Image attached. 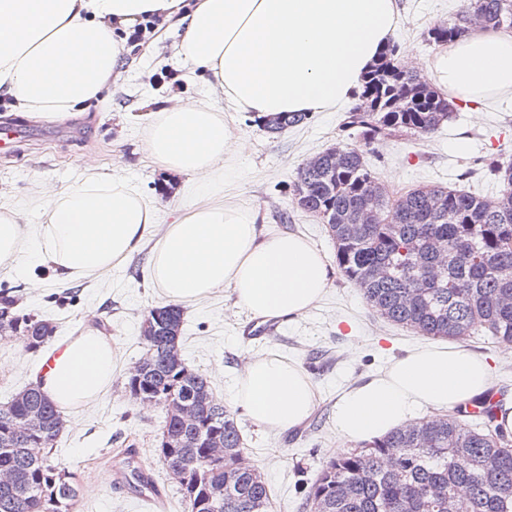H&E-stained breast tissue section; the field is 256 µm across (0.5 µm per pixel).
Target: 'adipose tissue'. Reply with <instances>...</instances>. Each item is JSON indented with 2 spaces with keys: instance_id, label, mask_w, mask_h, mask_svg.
Listing matches in <instances>:
<instances>
[{
  "instance_id": "ef3b65f1",
  "label": "adipose tissue",
  "mask_w": 512,
  "mask_h": 512,
  "mask_svg": "<svg viewBox=\"0 0 512 512\" xmlns=\"http://www.w3.org/2000/svg\"><path fill=\"white\" fill-rule=\"evenodd\" d=\"M398 16L396 0H0V93L14 99V116L63 120L104 96L126 42L146 20L155 21L159 42L180 31L179 65L206 75L224 101L176 99L150 128L152 165L197 185L173 221L162 223L152 201L81 157L82 184H42L39 233L21 211H0V267L33 250L56 274L76 280L121 266L153 237L148 276L164 304L191 305L227 287L252 316L305 318L330 284L326 259L301 236L259 233L253 215L217 200L211 175L247 146L223 114L267 119L353 103L360 75L389 42ZM403 62L423 68L450 103L478 112L512 102V29L474 25L432 57ZM112 359L107 338L85 320L35 382L63 409L87 405L110 388ZM493 385L491 365L464 347L412 348L341 390L332 412L336 444L382 437L421 412L441 417ZM315 397L297 363L269 353L248 360L234 400L254 425L284 433L310 418Z\"/></svg>"
}]
</instances>
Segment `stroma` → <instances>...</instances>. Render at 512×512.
Returning <instances> with one entry per match:
<instances>
[{
	"label": "stroma",
	"instance_id": "obj_1",
	"mask_svg": "<svg viewBox=\"0 0 512 512\" xmlns=\"http://www.w3.org/2000/svg\"><path fill=\"white\" fill-rule=\"evenodd\" d=\"M467 7L466 0H399L400 18L391 40L398 51L414 49L431 57L438 49L428 31ZM152 29L127 44L124 72L109 94L85 103L81 117L59 121L21 119L27 130L11 153H0V210L21 207L31 226L44 221V202L36 181L63 187L84 182L74 158L93 155L104 175H117L154 202L165 220L187 206L194 184L158 171L146 157L147 113L167 107L176 95L204 97L212 90L200 76L186 75L173 57L178 34L154 44ZM238 131L247 135L249 151L228 155L215 180L225 202L256 215L259 229L305 236L326 258L334 246L325 224L293 202L292 186L300 167L326 148L359 144L361 153L390 197L431 185L460 186L495 201L500 184L483 166L489 155L512 160V104L497 103L480 112L456 107L451 118L428 135L390 137L365 142L345 129L344 109L318 112L304 124L279 134L268 133L257 119L229 112ZM149 250L135 254L111 272L79 281L59 279L53 269L29 253L11 271L0 270V290L20 296L21 308L56 326L46 351H54L76 335L81 319L94 315L95 326L112 344V386L97 402L66 412V426L52 456L74 472L81 484L76 512H147L129 495L112 491L107 475L117 455L138 449L144 467L165 484L167 512H184L178 484L158 455L164 412L132 401L125 383L144 352L141 324L145 312L159 306L156 289L144 279ZM32 280L40 289L29 288ZM179 341L186 364L204 373L214 395L230 409L244 438L246 458L262 471L272 491L273 512H313L308 491L332 458L336 444L331 416L345 386L382 369L406 349L429 344V337L392 325L367 305L359 289L340 271H333L328 292L308 316L281 322L275 337L244 344L240 332L251 315L238 308L229 289L184 311ZM463 344L486 358L495 370L494 391L512 394V347L478 331ZM274 351L296 361L317 387L311 417L298 429L279 434L252 424L235 405L244 358ZM40 353L25 350L17 339H0V403L28 386L39 369Z\"/></svg>",
	"mask_w": 512,
	"mask_h": 512
}]
</instances>
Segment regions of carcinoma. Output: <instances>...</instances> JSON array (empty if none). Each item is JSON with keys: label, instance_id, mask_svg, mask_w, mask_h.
<instances>
[{"label": "carcinoma", "instance_id": "cac0c4a2", "mask_svg": "<svg viewBox=\"0 0 512 512\" xmlns=\"http://www.w3.org/2000/svg\"><path fill=\"white\" fill-rule=\"evenodd\" d=\"M472 11L489 26L512 29V0H472L428 40L459 36ZM394 53L384 50L361 76L358 103L346 115V126L370 143L427 135L450 114L447 97L399 67ZM306 119L285 112L263 126L282 131ZM488 166L501 183L494 202L442 186L391 199L364 157L338 145L299 169L293 199L326 224L338 269L388 321L440 339L484 328L512 345V163ZM16 306L0 293V339H19L36 352L52 326ZM145 320L154 326L142 335L151 364L127 379L126 390L164 410L158 452L180 473L187 512H272L268 485L246 459L233 415L181 356L183 310L151 308ZM185 406L194 419L184 418ZM480 416L479 427L456 416L422 420L330 461L308 493L314 512H512V441L493 426L496 409ZM63 426L61 411L37 385L0 405V512H75L77 477L51 461ZM460 486L468 489L463 499ZM220 489L223 501L215 503Z\"/></svg>", "mask_w": 512, "mask_h": 512}]
</instances>
